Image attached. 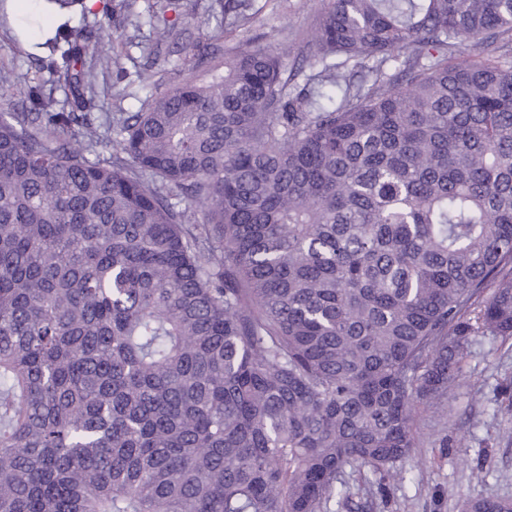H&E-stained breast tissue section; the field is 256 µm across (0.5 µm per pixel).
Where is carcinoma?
Returning <instances> with one entry per match:
<instances>
[{"label": "carcinoma", "mask_w": 512, "mask_h": 512, "mask_svg": "<svg viewBox=\"0 0 512 512\" xmlns=\"http://www.w3.org/2000/svg\"><path fill=\"white\" fill-rule=\"evenodd\" d=\"M110 43L57 25L31 57L71 109L0 112V512H324L348 467L403 479L470 337L512 340V0H328L309 87L288 42L227 45L104 162Z\"/></svg>", "instance_id": "carcinoma-1"}]
</instances>
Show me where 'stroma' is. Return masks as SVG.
<instances>
[{"instance_id": "stroma-1", "label": "stroma", "mask_w": 512, "mask_h": 512, "mask_svg": "<svg viewBox=\"0 0 512 512\" xmlns=\"http://www.w3.org/2000/svg\"><path fill=\"white\" fill-rule=\"evenodd\" d=\"M152 0H129L132 22L126 34L135 45H118V70H96V106L90 113L102 139L95 152L112 154L113 115L135 112L150 90H164L183 78V64L194 68L204 80L209 64L222 58L228 43L273 45L282 36L303 41L324 7L323 0H308L296 8L295 0H255L247 23L225 31L221 41L207 37L204 18L221 15L224 0H178L166 14L176 21L180 33L174 42L156 45L147 15ZM37 15L28 36H21L18 18L24 9L20 0H0V67L12 73L10 86L0 87V109L23 112L31 86L53 92L63 106L71 98L54 86L48 70L29 56L31 45L42 40L49 12L34 6ZM203 44L202 57L187 58L186 52ZM512 381V340L491 336L472 337L462 376L448 391V422L435 421V409L419 407L420 429L416 446L402 467L401 480L380 479L367 466L347 469L348 497L332 512H460L463 501L488 494L512 498V439L504 438L508 423L498 410V394Z\"/></svg>"}]
</instances>
